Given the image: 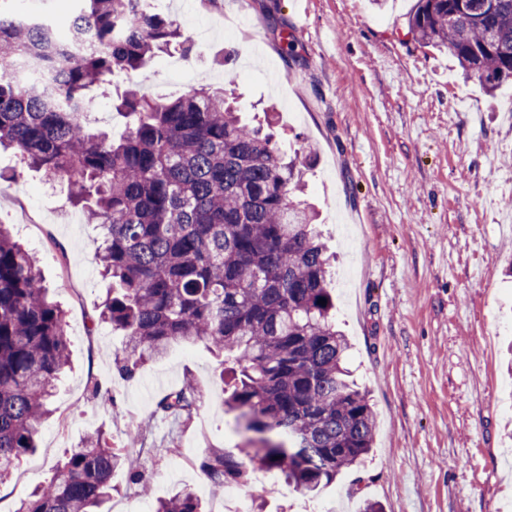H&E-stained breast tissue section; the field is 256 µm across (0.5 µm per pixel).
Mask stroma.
<instances>
[{"label": "stroma", "mask_w": 512, "mask_h": 512, "mask_svg": "<svg viewBox=\"0 0 512 512\" xmlns=\"http://www.w3.org/2000/svg\"><path fill=\"white\" fill-rule=\"evenodd\" d=\"M183 29L206 30L186 57L187 79L151 63L148 96L233 86L244 115L278 109L283 148L309 154L304 197L321 212L336 254L337 323L346 364L377 418L365 466L343 471L313 499L267 479L247 487L264 512H512V82L495 95L463 79L447 53L406 34L417 0H155ZM247 19V37L224 29ZM292 33L287 47L280 32ZM0 222L41 256L42 282L64 312L71 364L41 428L38 448L0 482V512H18L50 480L66 450L104 431L126 445L144 426L148 496L124 472L112 478L109 512L195 487L205 512H221L192 459L238 441L224 411L218 361L203 345H177L120 377L121 336L93 326L109 286L100 274L99 229L67 190L26 170L0 182ZM204 401L190 421L154 417L156 401L185 380ZM110 386L116 407L91 399ZM166 448L161 459L151 447Z\"/></svg>", "instance_id": "stroma-1"}]
</instances>
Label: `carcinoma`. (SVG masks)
Here are the masks:
<instances>
[{"instance_id":"carcinoma-1","label":"carcinoma","mask_w":512,"mask_h":512,"mask_svg":"<svg viewBox=\"0 0 512 512\" xmlns=\"http://www.w3.org/2000/svg\"><path fill=\"white\" fill-rule=\"evenodd\" d=\"M13 2L0 0V147L66 185L73 206L101 226L99 260L112 288L98 322L123 336L118 373L133 377L173 344L223 356L227 412L260 447L210 448L196 468L216 491L249 485L260 468L314 497L369 454L376 417L345 366L317 214L295 199L311 157L288 159L224 89L166 99L128 86L112 104L130 120L127 131L117 140L93 131L94 89L142 73L158 51L188 56L194 42L145 0H75L65 39ZM407 27L489 93L512 78V0H419ZM89 30L95 48L74 53ZM69 363L63 311L40 285V257L0 224V478L35 448ZM201 408L187 379L153 416L189 421ZM139 439L116 448L87 436L19 512H100L116 470L143 481ZM154 512L204 509L186 487Z\"/></svg>"}]
</instances>
